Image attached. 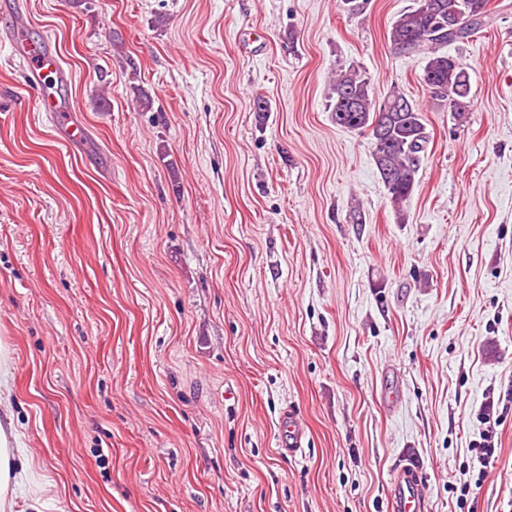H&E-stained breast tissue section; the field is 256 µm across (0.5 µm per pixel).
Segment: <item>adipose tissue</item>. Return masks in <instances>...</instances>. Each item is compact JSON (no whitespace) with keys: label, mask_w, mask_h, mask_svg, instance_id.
Masks as SVG:
<instances>
[{"label":"adipose tissue","mask_w":512,"mask_h":512,"mask_svg":"<svg viewBox=\"0 0 512 512\" xmlns=\"http://www.w3.org/2000/svg\"><path fill=\"white\" fill-rule=\"evenodd\" d=\"M30 469L12 413H0V512H16L21 486Z\"/></svg>","instance_id":"adipose-tissue-1"}]
</instances>
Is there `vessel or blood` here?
<instances>
[{
    "mask_svg": "<svg viewBox=\"0 0 512 512\" xmlns=\"http://www.w3.org/2000/svg\"><path fill=\"white\" fill-rule=\"evenodd\" d=\"M12 52L25 56L28 83L36 92L43 109L55 113L64 137L73 143L81 142L85 135L83 124L65 113L58 99L49 92L50 81H59L65 77L57 53L52 51L50 44L38 46L29 42L14 44ZM303 436L302 424L291 416H284L280 437L281 448L292 455L301 453ZM419 472L418 462L411 459L396 473L389 494L391 512H422L427 493Z\"/></svg>",
    "mask_w": 512,
    "mask_h": 512,
    "instance_id": "vessel-or-blood-1",
    "label": "vessel or blood"
}]
</instances>
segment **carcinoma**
Listing matches in <instances>:
<instances>
[{"label":"carcinoma","mask_w":512,"mask_h":512,"mask_svg":"<svg viewBox=\"0 0 512 512\" xmlns=\"http://www.w3.org/2000/svg\"><path fill=\"white\" fill-rule=\"evenodd\" d=\"M489 0H415L393 23L389 42L400 55H419L422 81L431 100L458 117L473 102L470 73L460 58L444 48L489 24ZM336 126L366 132L373 158L397 219L413 193L428 140L420 107L397 86L383 99L375 97L370 79L360 69H336L328 96Z\"/></svg>","instance_id":"carcinoma-1"}]
</instances>
